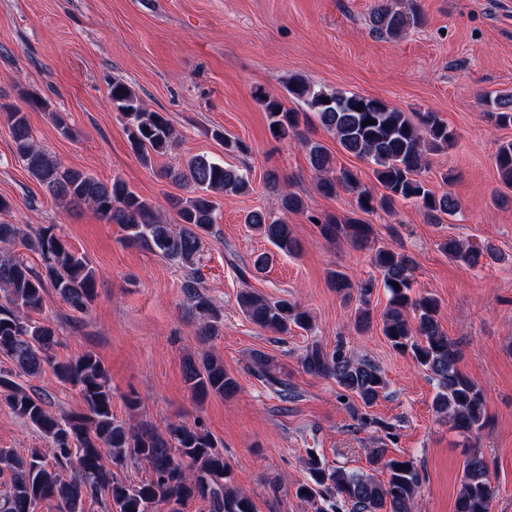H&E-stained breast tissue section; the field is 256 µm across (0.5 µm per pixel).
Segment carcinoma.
<instances>
[{
	"label": "carcinoma",
	"mask_w": 512,
	"mask_h": 512,
	"mask_svg": "<svg viewBox=\"0 0 512 512\" xmlns=\"http://www.w3.org/2000/svg\"><path fill=\"white\" fill-rule=\"evenodd\" d=\"M371 29L389 39L402 37L423 24L414 8L401 10L383 3L370 15ZM287 92L300 109L288 108L279 99L257 88L254 96L267 114L268 128L276 139L294 138L307 151L309 163L323 195L341 187L355 198L352 211L331 215L320 224L330 241L345 240L366 249L375 242L373 225L364 216L386 210L395 203H412L428 216L456 214L461 203L451 193L433 191L423 172L429 157L447 151L455 135L434 112H404L378 98L350 91L327 92L300 75L289 78ZM109 99L124 121L131 152L146 167L174 151L180 137L164 112L150 111L138 94L121 78H112ZM488 113L500 126L512 125V95H486ZM317 121L336 138L348 154L372 165L382 187L377 194L362 183L356 172L338 167L319 142L306 136L301 126ZM371 124L362 126L365 121ZM0 123L7 125L15 155L30 176L56 199L73 208L87 207L107 224H116L124 243L136 246L188 271L182 285L189 309L196 315L194 335L202 343L218 334L221 312L200 290L196 264L204 238L216 223L219 196L245 195L252 189L249 173L227 167L219 159L194 155L172 171L173 179L186 189L169 203L178 220L168 223L148 198L132 190L116 176L104 182L82 170L66 167L50 157L34 139L27 113L19 106L0 103ZM212 137L224 150L247 154L251 149L241 140L220 130ZM501 185L512 191V141L499 144L495 155ZM280 205L286 212L304 208L303 199L283 186ZM245 223L260 232L277 250H297L290 225L253 211ZM39 255L41 267L33 268L16 253L13 245ZM448 257L470 266L479 264L482 252L453 237L440 243ZM373 263L382 275L388 296L381 316V333L392 348L411 356L430 372L439 388L435 412L465 439L485 425L486 399L478 382L463 375L457 363L460 352L438 320L439 302L414 291L413 259L392 249L374 250ZM98 273L89 259L68 245L52 225H43L22 235L15 224L0 222V357L11 366L0 368V402L32 425L50 443L48 451L29 448L20 453L0 448V474L10 476L9 494L0 497V512H34L40 502L54 504L56 512H84L86 500L100 502L107 512H184L190 501L206 504L208 512H256L252 499L227 481L229 469L219 443L206 429L183 421H170L159 429L151 424L119 421L112 413V387L108 371L92 352L61 359L56 330L45 320L34 318L43 308L46 286H51L69 308L88 312L96 297ZM398 286H393V283ZM375 281L365 279L357 286L360 307L355 315L358 332L372 326L369 309ZM242 312L256 325L284 334L296 326L311 329L309 312L286 299L272 300L249 290L240 293ZM415 323H410L409 315ZM253 365L272 383L271 359L262 352L251 355ZM304 370L315 377L332 379L364 406H372L386 388L377 365L356 359L343 347L331 351L314 342L301 358ZM51 371L62 383L78 390L84 402L79 413H55L32 388L16 381L34 379ZM184 378L198 398L228 397L239 389L224 362L207 353L185 363ZM110 449L117 467L143 465L151 475L139 483L124 482L103 463L101 449ZM387 449L374 448L369 455L372 469L385 470L388 478L378 481L368 474L349 472L326 465L309 456L308 477L298 483L297 497L316 504L333 500L335 512H412L423 476L411 460L386 457ZM494 490L489 463L477 448L465 450L461 488L455 512H490Z\"/></svg>",
	"instance_id": "carcinoma-1"
}]
</instances>
